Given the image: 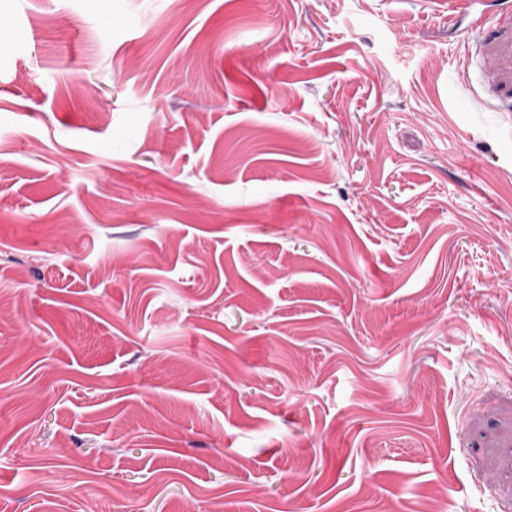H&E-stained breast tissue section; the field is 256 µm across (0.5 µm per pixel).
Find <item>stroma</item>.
Segmentation results:
<instances>
[{
  "mask_svg": "<svg viewBox=\"0 0 512 512\" xmlns=\"http://www.w3.org/2000/svg\"><path fill=\"white\" fill-rule=\"evenodd\" d=\"M512 512V0H0V512Z\"/></svg>",
  "mask_w": 512,
  "mask_h": 512,
  "instance_id": "stroma-1",
  "label": "stroma"
}]
</instances>
